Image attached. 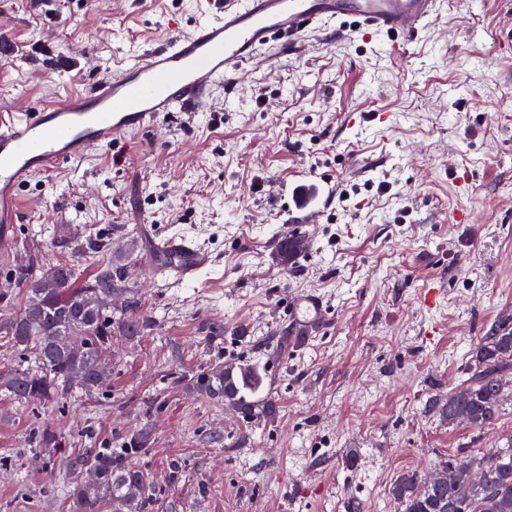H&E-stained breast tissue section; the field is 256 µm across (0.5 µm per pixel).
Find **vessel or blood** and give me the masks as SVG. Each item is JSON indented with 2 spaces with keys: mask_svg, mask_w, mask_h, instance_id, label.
<instances>
[{
  "mask_svg": "<svg viewBox=\"0 0 512 512\" xmlns=\"http://www.w3.org/2000/svg\"><path fill=\"white\" fill-rule=\"evenodd\" d=\"M211 12L193 30L127 62L83 93L58 103L0 114V243L13 239L20 195L41 172L85 160L93 151L155 127L175 112L202 111L212 88L235 82L265 50H288L326 24L352 40L387 37L403 59L438 0H210ZM154 251L161 273L191 279L209 255L186 240L163 237ZM323 297H290L288 319L307 340L330 320Z\"/></svg>",
  "mask_w": 512,
  "mask_h": 512,
  "instance_id": "1",
  "label": "vessel or blood"
}]
</instances>
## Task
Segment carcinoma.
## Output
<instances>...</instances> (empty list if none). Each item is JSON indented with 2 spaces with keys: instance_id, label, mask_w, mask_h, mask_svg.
<instances>
[{
  "instance_id": "carcinoma-1",
  "label": "carcinoma",
  "mask_w": 512,
  "mask_h": 512,
  "mask_svg": "<svg viewBox=\"0 0 512 512\" xmlns=\"http://www.w3.org/2000/svg\"><path fill=\"white\" fill-rule=\"evenodd\" d=\"M16 278L25 303L0 323V342L22 355H33L34 365L0 375V388L17 400L47 404L66 398L76 374L87 392L108 387L109 368L97 356L100 346L110 343L116 332L135 338L149 326L144 317L121 316L114 321L106 313L110 292L118 287L112 270L81 285L67 263L54 265L39 277L30 266L20 265ZM72 338L86 343L79 355L70 350ZM473 362L472 384L429 402V409L452 425L464 422L480 428L497 417L505 395L503 377L512 370L511 318L499 321L482 338ZM181 381L246 417L254 416L251 397L261 376L253 367L218 362ZM146 443L147 433L139 432L124 448H101L90 461H80L97 470L99 480L73 488L74 512H153L161 490L131 463ZM477 469L484 471L480 484L451 461L427 478L406 471L389 493L404 512H512V443L480 459Z\"/></svg>"
}]
</instances>
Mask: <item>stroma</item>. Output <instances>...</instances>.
Masks as SVG:
<instances>
[{
    "mask_svg": "<svg viewBox=\"0 0 512 512\" xmlns=\"http://www.w3.org/2000/svg\"><path fill=\"white\" fill-rule=\"evenodd\" d=\"M205 8L0 0L14 46L0 55V113L88 89ZM313 209L319 223H303ZM461 209L468 223H449ZM294 223L305 248L287 259L279 239ZM159 234L199 241L210 264L160 279ZM64 261L84 280L121 267L114 301L138 298L151 327L113 337L106 391L41 405L0 390V512H73L80 460L144 428L151 443L132 461L162 490L155 512H399L388 491L401 473L512 442L511 396L480 428L427 408L512 315V0H446L400 64L385 38L354 44L327 24L217 84L195 116L36 176L0 251V299L22 306L18 265ZM300 291L324 295L332 319L277 348ZM218 360L256 368L274 414L249 419L178 383ZM46 426L64 452L35 444Z\"/></svg>",
    "mask_w": 512,
    "mask_h": 512,
    "instance_id": "1",
    "label": "stroma"
}]
</instances>
